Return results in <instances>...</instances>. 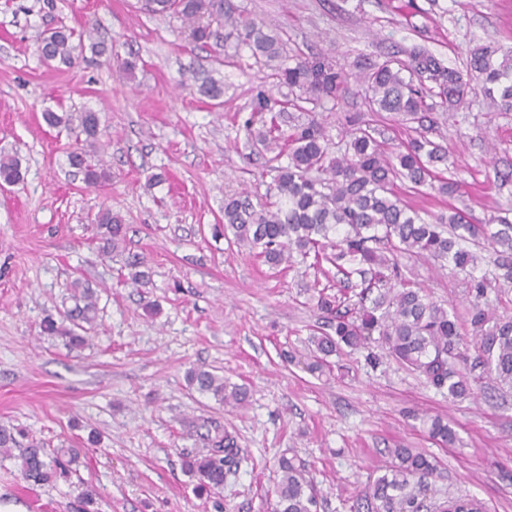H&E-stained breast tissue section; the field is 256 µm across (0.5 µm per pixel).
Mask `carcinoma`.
I'll use <instances>...</instances> for the list:
<instances>
[{"mask_svg": "<svg viewBox=\"0 0 512 512\" xmlns=\"http://www.w3.org/2000/svg\"><path fill=\"white\" fill-rule=\"evenodd\" d=\"M149 16H173L189 30L202 51L212 42H224V58L233 60L246 49L254 62L271 70L266 78L279 97L258 92L253 116L245 121L248 143L266 157L273 173L265 199H224V233L234 243L248 248L271 266L292 267L311 263L315 272L327 276L336 270L337 292L320 286L314 278L309 286L316 309L329 330L312 336V370L322 369L327 358L347 347L357 350L372 340L403 367L423 376L427 383L450 399L470 393L467 374L456 368L461 334L455 314L430 302L424 289L406 279L399 258L429 255L444 259L471 279L474 300L468 321L475 332L476 361L498 382L512 387V318L494 316L482 307L489 280L512 285V218L493 216L484 224L472 223L466 214L452 210L434 222L401 202L394 191L397 180H406L415 191L435 188L448 195L455 183L442 176L448 170V151L428 137L436 131L437 111L447 112L467 95L469 80L478 79L485 96L499 112H512V55L498 56V49L477 45L469 52L466 70L446 66L422 46L394 51L381 61L360 64L358 81L364 90L366 111L383 112L404 124L415 123L416 135L392 151L372 134L360 117L348 120L351 129L344 151L332 153L330 139L317 112L334 106L346 95L348 73L343 66L319 54L288 51L278 29L224 9V0H138ZM83 35L60 28L49 32L38 45L48 64L71 67L77 59L74 40ZM184 80L198 93L224 104V80L210 73L190 70ZM293 109L308 120L291 132L277 122V114ZM49 126H63L80 134L79 146L67 155L70 168L84 176L90 187H101L111 178L99 158L100 117L86 110L72 120L56 112L43 113ZM23 180L18 154L0 153V181ZM100 229L98 250L104 256L118 251L126 240L123 219L104 207L96 216ZM492 250V278L473 276L480 252ZM130 280L150 283L145 262H128ZM74 306L66 312L67 323L45 317L41 333L60 338L71 351L83 349L86 333L98 318L97 301L90 288L72 284ZM188 385L210 394L220 404L242 408L248 401L243 385H230L213 370L194 368L187 373ZM429 436L446 445L455 434L438 416L424 421ZM12 427L0 426V454L16 459L22 478L33 485L50 482L58 471L79 462L74 448H60L48 458L44 443L27 439L20 446ZM204 447L184 460L187 473L198 480L203 493L224 485V476L237 468L242 455L235 436L218 427L201 435ZM390 465L364 491L357 509L364 512H484L475 498L451 497L440 502L427 498V479L436 466L411 448H389ZM275 512H317V496L304 469L292 460L279 461Z\"/></svg>", "mask_w": 512, "mask_h": 512, "instance_id": "carcinoma-1", "label": "carcinoma"}]
</instances>
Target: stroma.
I'll return each instance as SVG.
<instances>
[{"label":"stroma","instance_id":"obj_1","mask_svg":"<svg viewBox=\"0 0 512 512\" xmlns=\"http://www.w3.org/2000/svg\"><path fill=\"white\" fill-rule=\"evenodd\" d=\"M225 2L348 68L403 45L458 69L475 45L512 50V0ZM60 26L93 29L106 53L87 48L72 67L47 66L38 42ZM130 56L134 78L118 77ZM223 57L197 49L177 18L138 12L136 0H0V152L18 153L25 170L23 182L0 188V425L50 451H80L70 471L35 488L0 456V512H82L87 491L99 512H273L284 457L312 480L317 512H351L398 445L435 458L436 499L467 495L487 512H512V390L485 378L474 397L452 402L377 346L309 371V337L321 324L305 291L312 270L269 267L218 231L226 197H259L270 183L244 131L257 67L246 55L232 65ZM190 67L223 78V106L179 87ZM49 110L100 114L108 184L75 175L66 158L74 136L44 122ZM439 133L455 192L400 183L402 201L427 219L456 208L476 224L512 208V112L490 108L475 80L464 105L440 116ZM159 173L163 182L152 184ZM105 206L128 227L109 258L97 250L94 221ZM134 254L152 271L148 286L128 278ZM404 265L462 318L461 350L474 356L469 279L423 257ZM76 280L96 291L99 312L88 346L71 353L40 323L63 318ZM196 366L246 386L248 406L190 388L186 372ZM436 415L454 431L452 445L423 425ZM187 418L233 432L249 457L208 495L183 468L202 445ZM92 431L95 447L86 444Z\"/></svg>","mask_w":512,"mask_h":512}]
</instances>
